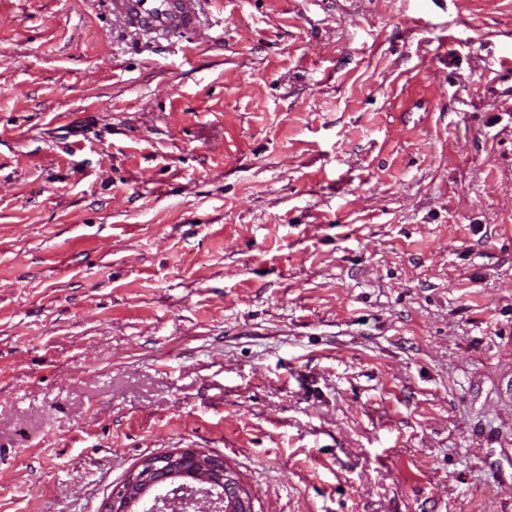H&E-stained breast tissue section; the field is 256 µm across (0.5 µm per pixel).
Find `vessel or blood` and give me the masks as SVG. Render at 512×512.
<instances>
[{
    "label": "vessel or blood",
    "mask_w": 512,
    "mask_h": 512,
    "mask_svg": "<svg viewBox=\"0 0 512 512\" xmlns=\"http://www.w3.org/2000/svg\"><path fill=\"white\" fill-rule=\"evenodd\" d=\"M199 0H106L108 13L125 27L165 38L196 29Z\"/></svg>",
    "instance_id": "vessel-or-blood-1"
}]
</instances>
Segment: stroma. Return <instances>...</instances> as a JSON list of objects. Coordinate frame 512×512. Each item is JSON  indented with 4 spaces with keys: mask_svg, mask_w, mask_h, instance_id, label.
<instances>
[{
    "mask_svg": "<svg viewBox=\"0 0 512 512\" xmlns=\"http://www.w3.org/2000/svg\"><path fill=\"white\" fill-rule=\"evenodd\" d=\"M179 448L512 512V0H0V512ZM200 0H106V11L125 27L167 38L196 29Z\"/></svg>",
    "mask_w": 512,
    "mask_h": 512,
    "instance_id": "stroma-1",
    "label": "stroma"
}]
</instances>
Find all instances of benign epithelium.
<instances>
[{
	"label": "benign epithelium",
	"mask_w": 512,
	"mask_h": 512,
	"mask_svg": "<svg viewBox=\"0 0 512 512\" xmlns=\"http://www.w3.org/2000/svg\"><path fill=\"white\" fill-rule=\"evenodd\" d=\"M103 512H254L224 459L191 448L146 458L107 498Z\"/></svg>",
	"instance_id": "7a95c632"
}]
</instances>
